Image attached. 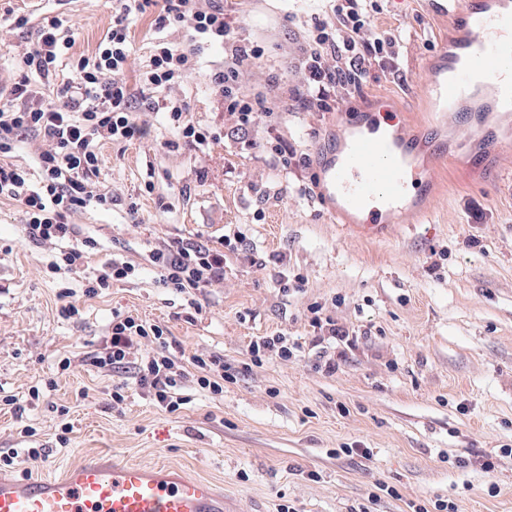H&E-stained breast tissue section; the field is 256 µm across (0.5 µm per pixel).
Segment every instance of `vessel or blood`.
<instances>
[{"instance_id":"b4317fda","label":"vessel or blood","mask_w":512,"mask_h":512,"mask_svg":"<svg viewBox=\"0 0 512 512\" xmlns=\"http://www.w3.org/2000/svg\"><path fill=\"white\" fill-rule=\"evenodd\" d=\"M428 12L448 18L457 35L452 52L430 66V92L446 112L488 97L481 110H468L479 122L495 113L512 125V0H424ZM505 139L490 134L471 158L476 168L495 171ZM439 157L446 146L436 135L425 141L375 123L350 125L339 136L320 172V192L333 215L376 229L410 215L431 185L430 169L415 166L420 148ZM0 512H244L237 499L211 482L191 478L166 464L147 466L112 456H90L59 476L18 478L0 474Z\"/></svg>"}]
</instances>
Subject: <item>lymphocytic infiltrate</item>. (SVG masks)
<instances>
[{
  "label": "lymphocytic infiltrate",
  "instance_id": "lymphocytic-infiltrate-1",
  "mask_svg": "<svg viewBox=\"0 0 512 512\" xmlns=\"http://www.w3.org/2000/svg\"><path fill=\"white\" fill-rule=\"evenodd\" d=\"M385 0H326L322 13L311 16L299 64L304 84L294 97L303 112L335 111L345 95L358 90L371 69L399 74V37L378 29L374 19ZM156 6L157 29L177 24L188 33L181 45L159 37L138 90L124 74L130 56L129 24L133 14ZM68 20L55 16L42 23L37 40L25 54L29 75L0 97V198L24 207V229L32 240L54 251L52 272L83 270L97 243L83 236L69 218L90 201L106 202L93 178L103 163L106 143H133L145 133L141 112H167L176 137L171 147H208L215 135L186 117L188 106L174 90L192 74L206 47L224 48V62L210 82L224 100V112L240 128L256 125L271 108L257 110L239 86L240 75L255 65L258 50L240 38L234 19L218 6L200 0H112V25L94 55L71 63L72 75L60 78L57 63L72 46ZM34 137L41 147L35 170L11 164L20 142ZM164 284L194 296L224 279V250L202 239H176L153 247L148 255ZM178 343L157 324L113 313L112 334L90 362L116 373H132L136 385L168 412L179 410L187 370L176 355Z\"/></svg>",
  "mask_w": 512,
  "mask_h": 512
}]
</instances>
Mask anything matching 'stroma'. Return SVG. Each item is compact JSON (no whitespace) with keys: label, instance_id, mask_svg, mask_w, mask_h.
<instances>
[{"label":"stroma","instance_id":"1","mask_svg":"<svg viewBox=\"0 0 512 512\" xmlns=\"http://www.w3.org/2000/svg\"><path fill=\"white\" fill-rule=\"evenodd\" d=\"M224 10L261 57L243 86L261 101L293 94L303 23L317 0H223ZM66 14L70 58L94 55L112 25V0H0V68L25 74L24 54L45 18ZM27 27L9 26L10 15ZM157 10L131 19L136 84L157 36ZM379 27L400 34V78L382 69L338 112H283L272 119L282 147L308 155L286 171L256 147L261 129L241 133L224 122V100L209 81L222 47L176 93L188 119L216 138L203 151L166 148L175 135L166 113L140 120L145 138L106 145L97 177L111 203L73 217L98 249L91 265L118 257L139 269L94 297L80 274H54L51 250L24 234L20 205L0 199V392L25 404L0 409V451L47 448L50 456L12 466L15 475L57 474L90 454L141 464L165 463L236 494L244 506L278 512H410L437 500L458 512H512V193L493 187L468 159L494 116L445 129L448 157L415 224L380 233L349 231L333 218L312 184L323 156L349 122L396 121L405 133L431 125V61L456 33L421 0H389ZM238 230L258 260L224 248V281L189 302L150 265L152 247L171 239L220 240ZM78 296L81 315H59V295ZM357 336L336 373L310 350L312 307ZM166 327L183 361L222 357L231 374L214 395L194 379L182 383L187 404L162 411L134 385L112 406L111 373L87 362L109 341L113 312ZM285 334L303 350L288 361L254 363L250 344ZM71 357L70 370L57 368ZM38 401H30L32 388ZM73 433L58 446L64 423ZM29 426L34 436L22 435ZM491 455L494 471L477 463Z\"/></svg>","mask_w":512,"mask_h":512}]
</instances>
